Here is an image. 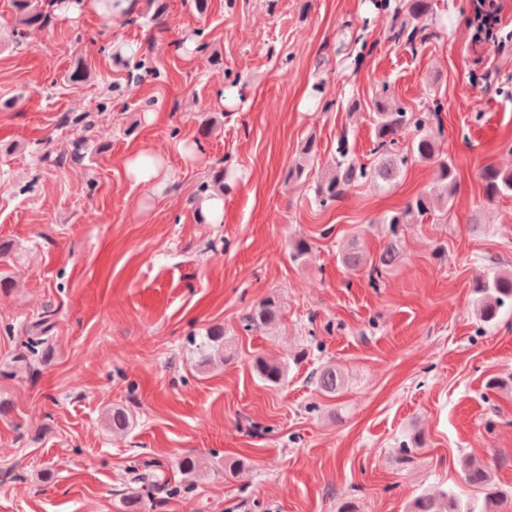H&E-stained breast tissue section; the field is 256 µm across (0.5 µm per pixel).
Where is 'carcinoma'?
<instances>
[{"label": "carcinoma", "mask_w": 512, "mask_h": 512, "mask_svg": "<svg viewBox=\"0 0 512 512\" xmlns=\"http://www.w3.org/2000/svg\"><path fill=\"white\" fill-rule=\"evenodd\" d=\"M60 0H13L18 25L27 28H44L51 22V15ZM433 13V0H399L396 7L395 36L415 45L425 43L434 37L426 26L416 21ZM376 140L373 148L374 162L371 167L358 165L346 159L345 149H340V159L322 178L316 187L318 205L325 207L342 198L356 183L371 180L388 186L401 175L411 160L435 161L439 165L441 187L425 191L411 199L403 210L387 215L383 223L393 227L392 237L375 257L367 255L359 246L352 245L339 257L341 264L351 270L369 268L372 284H377L383 274L389 272L398 262L400 249L397 227L413 219L448 214V205L457 188L456 168L441 148L443 134L439 114L443 111L441 101L434 99L431 105L418 111L400 106L392 101L389 87L381 85L375 94ZM409 134L408 148L400 145L401 138ZM484 190L487 201L512 194V170L489 167L483 172ZM475 291L481 294L476 302L477 313L485 323H492L498 317L506 302H512V272L489 271L476 278ZM281 317L278 301L268 296L253 304L244 316L246 328L261 329L277 322ZM53 329L50 314L43 315L33 325L31 336L25 341L26 348L34 354L44 347ZM196 352L201 361L207 362L212 356H224V327L208 328L204 335L194 340ZM290 363L287 361L255 359V375L266 385L277 386L288 376ZM317 388L326 394L340 392L346 383L344 373L329 364L314 373ZM107 421L114 431H124L130 426V417L125 409L116 407L107 412ZM464 481L467 485L485 493L483 512H492L508 503V495L492 480L489 471L481 464L466 460L462 463ZM407 512H473L462 505L459 497L442 491L438 494L421 493L407 506Z\"/></svg>", "instance_id": "cac0c4a2"}]
</instances>
